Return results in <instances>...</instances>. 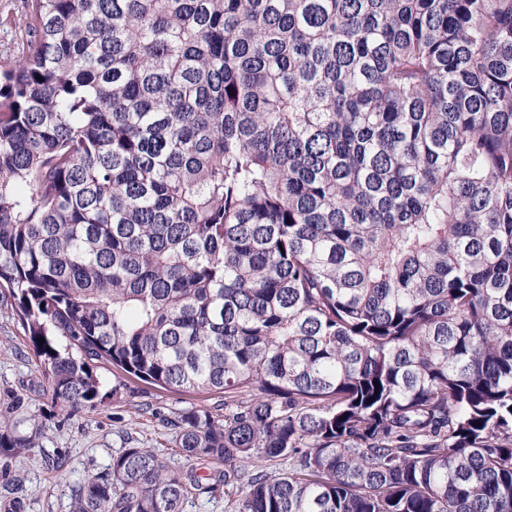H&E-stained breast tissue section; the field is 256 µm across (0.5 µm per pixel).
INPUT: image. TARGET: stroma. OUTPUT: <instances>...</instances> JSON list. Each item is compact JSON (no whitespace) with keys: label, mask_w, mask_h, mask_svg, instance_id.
I'll return each instance as SVG.
<instances>
[{"label":"stroma","mask_w":512,"mask_h":512,"mask_svg":"<svg viewBox=\"0 0 512 512\" xmlns=\"http://www.w3.org/2000/svg\"><path fill=\"white\" fill-rule=\"evenodd\" d=\"M13 299L0 289V423L12 396H21L28 409L42 411L43 451L0 459V489L10 479H21L27 512H70L75 485L91 471L107 465L112 455L129 444L155 449L181 469L206 471L207 463L173 455L175 434L167 418L187 408L224 414L223 394L179 393L127 379L120 395L112 387L119 377L110 363L98 362L96 373L104 383V399L96 409L73 415L39 397L34 382L42 378L23 326L12 308ZM63 458L64 468H51L46 457Z\"/></svg>","instance_id":"stroma-1"}]
</instances>
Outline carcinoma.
Segmentation results:
<instances>
[{
	"label": "carcinoma",
	"instance_id": "carcinoma-1",
	"mask_svg": "<svg viewBox=\"0 0 512 512\" xmlns=\"http://www.w3.org/2000/svg\"><path fill=\"white\" fill-rule=\"evenodd\" d=\"M0 288L42 394H224L72 512H512V0H24ZM44 342H38V339ZM0 457L43 448L36 416ZM282 462L285 468H278ZM25 495L0 512H26ZM184 512H227L224 490H220L215 497L203 496L190 500L184 506Z\"/></svg>",
	"mask_w": 512,
	"mask_h": 512
}]
</instances>
